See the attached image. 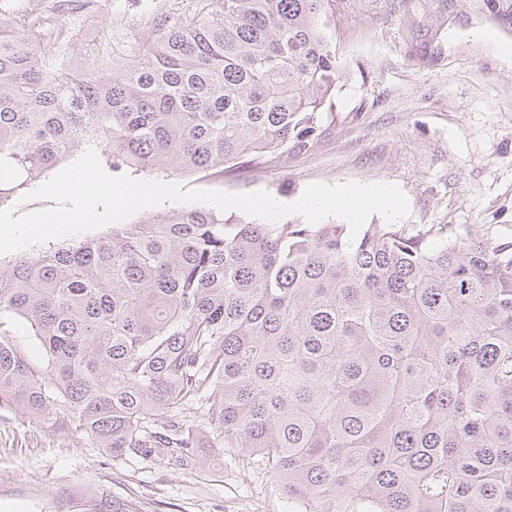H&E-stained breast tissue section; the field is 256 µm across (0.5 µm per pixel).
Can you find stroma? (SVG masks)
<instances>
[{
  "mask_svg": "<svg viewBox=\"0 0 512 512\" xmlns=\"http://www.w3.org/2000/svg\"><path fill=\"white\" fill-rule=\"evenodd\" d=\"M94 23L76 0L62 45L88 57L94 26L133 17L138 0H101ZM439 31H431L432 21ZM512 43V0H336L326 34L344 76L322 114V135L279 160L211 176L186 188L250 192L283 202L313 182L394 183L407 195L409 233L435 224L449 240L512 243V60L481 30ZM200 467L156 457L115 458L81 440L50 441L34 418L0 408V512H288L265 466L233 448H202Z\"/></svg>",
  "mask_w": 512,
  "mask_h": 512,
  "instance_id": "stroma-1",
  "label": "stroma"
}]
</instances>
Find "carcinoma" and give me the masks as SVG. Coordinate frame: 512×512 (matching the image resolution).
Instances as JSON below:
<instances>
[{
    "label": "carcinoma",
    "mask_w": 512,
    "mask_h": 512,
    "mask_svg": "<svg viewBox=\"0 0 512 512\" xmlns=\"http://www.w3.org/2000/svg\"><path fill=\"white\" fill-rule=\"evenodd\" d=\"M149 6L60 51L65 14L0 17V203L94 147L119 174L305 148L341 69L334 0ZM192 207L0 260V406L59 443L183 466L207 434L270 467L289 512H512V244ZM2 330L9 333L14 342L22 349L28 360L39 367H46L47 355L41 343L30 330L28 324L7 314L1 315Z\"/></svg>",
    "instance_id": "obj_1"
}]
</instances>
